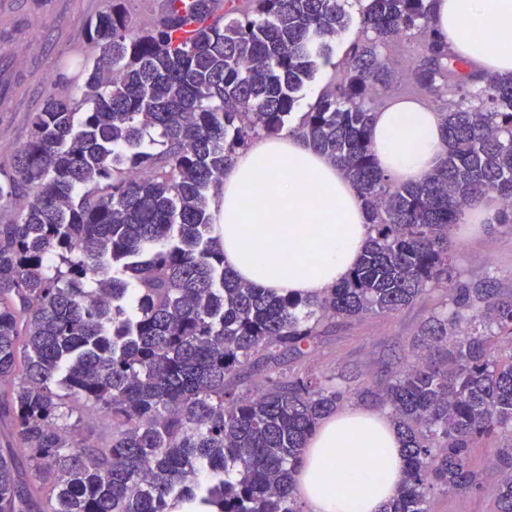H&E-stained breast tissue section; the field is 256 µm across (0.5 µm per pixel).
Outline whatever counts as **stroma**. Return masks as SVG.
Wrapping results in <instances>:
<instances>
[{
    "mask_svg": "<svg viewBox=\"0 0 512 512\" xmlns=\"http://www.w3.org/2000/svg\"><path fill=\"white\" fill-rule=\"evenodd\" d=\"M112 0H28L21 22L9 34L0 33V99L12 100V107L0 106V160L10 157L29 138L30 120L45 99L54 93L59 74L77 76L81 60L93 59L91 45L76 47L74 35H85L99 13ZM364 0H347L349 25L331 44L329 60L320 64L312 80L299 94L289 120L297 125L317 97L339 83L349 46L362 36ZM384 52L394 69L389 98L413 97L417 91L410 81V65L417 54L414 44L389 43ZM29 58V79L17 86L12 77L13 62ZM458 264L464 275L480 279L490 275L503 284L512 283V227L491 221L462 224L454 229ZM439 294L420 298L413 306L394 315H372L349 321L320 338L308 356L288 361L292 372L332 374L345 371L370 380L395 366L414 341L419 326L439 301ZM433 512H496V487L493 482L472 492L436 495Z\"/></svg>",
    "mask_w": 512,
    "mask_h": 512,
    "instance_id": "35a3bbf8",
    "label": "stroma"
}]
</instances>
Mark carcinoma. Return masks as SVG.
<instances>
[{"instance_id":"obj_1","label":"carcinoma","mask_w":512,"mask_h":512,"mask_svg":"<svg viewBox=\"0 0 512 512\" xmlns=\"http://www.w3.org/2000/svg\"><path fill=\"white\" fill-rule=\"evenodd\" d=\"M431 0H369L344 77L297 133L361 197L368 245L309 297L240 281L211 236L209 193L260 135H278L348 27L345 0H164L151 29L125 0L90 23L85 80L33 113L0 162V512H303L293 472L319 421L349 398L397 427L404 481L384 512H430L479 489L475 440L512 437V288L462 278L451 232L497 195L512 222V74L483 85L431 29ZM418 41L416 88L442 106L440 165L380 171L382 48ZM440 292L411 359L370 383L277 370L339 323ZM264 371L252 383L247 372ZM112 423L88 445L72 405ZM497 512H512V444Z\"/></svg>"}]
</instances>
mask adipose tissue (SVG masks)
<instances>
[{"label":"adipose tissue","mask_w":512,"mask_h":512,"mask_svg":"<svg viewBox=\"0 0 512 512\" xmlns=\"http://www.w3.org/2000/svg\"><path fill=\"white\" fill-rule=\"evenodd\" d=\"M432 22L453 55L484 77L512 72V0H433ZM377 167L397 181L432 172L444 151L439 111L400 97L372 125ZM224 263L267 291L319 294L341 282L369 237L353 187L300 137L260 138L224 173L212 204ZM400 437L387 416L347 407L308 438L294 474L305 512H382L405 476Z\"/></svg>","instance_id":"obj_1"}]
</instances>
